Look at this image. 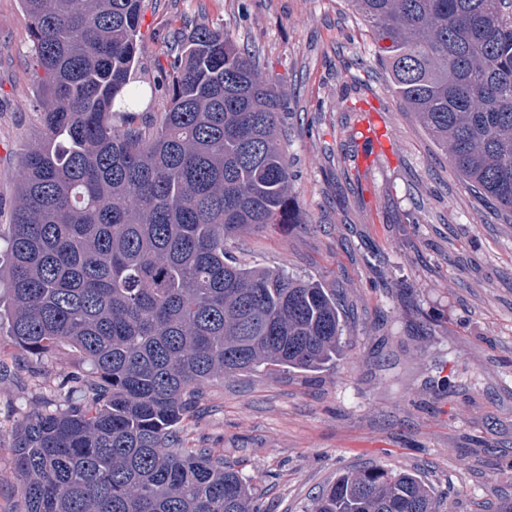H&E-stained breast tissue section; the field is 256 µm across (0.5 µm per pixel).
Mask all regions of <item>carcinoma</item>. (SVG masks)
Listing matches in <instances>:
<instances>
[{
	"instance_id": "obj_1",
	"label": "carcinoma",
	"mask_w": 512,
	"mask_h": 512,
	"mask_svg": "<svg viewBox=\"0 0 512 512\" xmlns=\"http://www.w3.org/2000/svg\"><path fill=\"white\" fill-rule=\"evenodd\" d=\"M43 133L18 161L0 247V328L88 370L12 430L22 512H261L242 476L176 427L201 388L314 371L342 339L336 295L244 267L224 243L294 219L283 94L227 31L173 38L156 124L137 109L143 0H21ZM407 109L512 220V0H351ZM310 512H441L416 475L336 477Z\"/></svg>"
}]
</instances>
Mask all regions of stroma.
Returning a JSON list of instances; mask_svg holds the SVG:
<instances>
[{
    "label": "stroma",
    "instance_id": "stroma-1",
    "mask_svg": "<svg viewBox=\"0 0 512 512\" xmlns=\"http://www.w3.org/2000/svg\"><path fill=\"white\" fill-rule=\"evenodd\" d=\"M197 22L229 31L285 93L296 221L228 241L227 255L335 289L344 331L317 371L208 383L179 424L186 446L223 457L262 512H306L372 465L418 475L445 512H495L512 499V223L390 91L350 0H145L137 85ZM31 45L19 0H0L1 234L17 157L39 140ZM77 369L0 336V512L20 509L11 430Z\"/></svg>",
    "mask_w": 512,
    "mask_h": 512
}]
</instances>
